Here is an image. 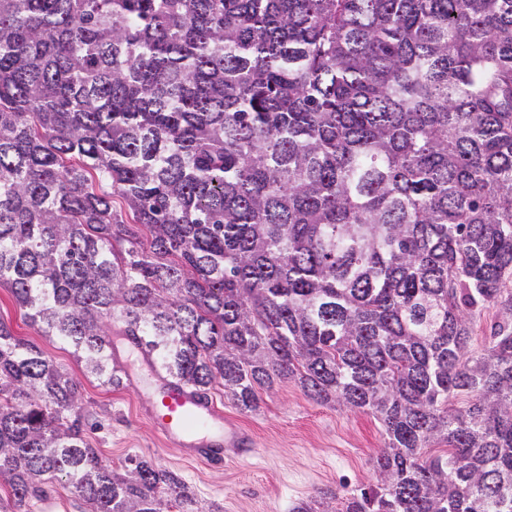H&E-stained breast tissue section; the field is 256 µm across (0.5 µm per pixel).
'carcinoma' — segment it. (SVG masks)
<instances>
[{
	"instance_id": "cac0c4a2",
	"label": "carcinoma",
	"mask_w": 512,
	"mask_h": 512,
	"mask_svg": "<svg viewBox=\"0 0 512 512\" xmlns=\"http://www.w3.org/2000/svg\"><path fill=\"white\" fill-rule=\"evenodd\" d=\"M0 286L103 387L117 330L243 413L373 415L322 512H512V0H0ZM83 410L0 319L12 512H202ZM497 320V308L490 306L486 308L481 318H477L474 324L473 349L479 351L483 349L487 337L490 336V326ZM42 496L32 498L24 512H84L81 502L61 482L44 486Z\"/></svg>"
}]
</instances>
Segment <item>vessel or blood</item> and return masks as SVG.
Wrapping results in <instances>:
<instances>
[{
    "instance_id": "obj_1",
    "label": "vessel or blood",
    "mask_w": 512,
    "mask_h": 512,
    "mask_svg": "<svg viewBox=\"0 0 512 512\" xmlns=\"http://www.w3.org/2000/svg\"><path fill=\"white\" fill-rule=\"evenodd\" d=\"M123 369L130 383L143 391L145 411L162 440L183 458L216 460L231 449L243 456L252 455L254 438L248 431L212 401L155 373L148 358H139L134 365L124 364Z\"/></svg>"
}]
</instances>
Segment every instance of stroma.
<instances>
[{"mask_svg": "<svg viewBox=\"0 0 512 512\" xmlns=\"http://www.w3.org/2000/svg\"><path fill=\"white\" fill-rule=\"evenodd\" d=\"M0 317L80 383L83 403L99 424L86 436L103 459L115 462L139 454L177 470L201 506L215 504L224 512H290L295 502L317 499L320 491L344 495L373 480L370 459L384 440L372 415L316 405L291 384L264 395L253 413L240 412L217 394L214 403L253 435L257 453L248 460L231 455L216 464L188 461L156 434L137 389L126 384L112 390L86 377L71 348L38 335L5 287L0 288Z\"/></svg>", "mask_w": 512, "mask_h": 512, "instance_id": "obj_1", "label": "stroma"}]
</instances>
